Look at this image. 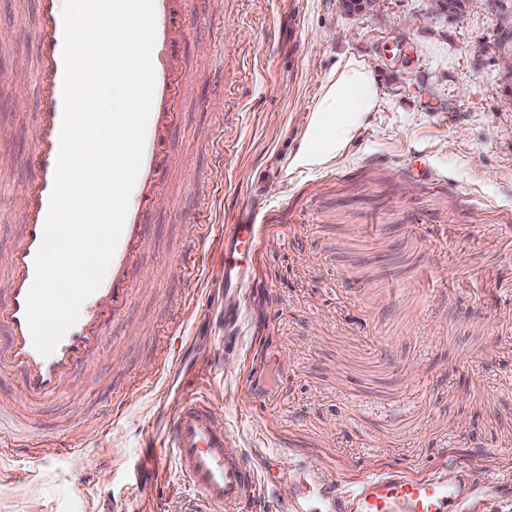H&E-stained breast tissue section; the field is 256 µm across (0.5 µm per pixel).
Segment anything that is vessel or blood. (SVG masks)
Masks as SVG:
<instances>
[{"instance_id": "b4317fda", "label": "vessel or blood", "mask_w": 512, "mask_h": 512, "mask_svg": "<svg viewBox=\"0 0 512 512\" xmlns=\"http://www.w3.org/2000/svg\"><path fill=\"white\" fill-rule=\"evenodd\" d=\"M61 0H39V18L31 36L38 48L36 78L40 95L32 121V147L26 186L25 222L13 241V268L0 289V331L7 337L0 346V373L18 372L26 396L33 401L60 398L69 391L67 381L78 368L95 358L109 327L132 302L145 272V260L153 249L154 218L169 181L172 155L169 133L179 117V104L187 87L189 69L184 44L188 23L199 20L195 0H155L156 36L152 52L155 90L148 121L140 172L132 191L122 235L100 288L82 305L80 317L55 350L37 352L25 318L26 296L34 276V257L42 241L43 227L53 188L63 119V20ZM216 168L208 179L211 195L224 186V136L211 140ZM195 234L175 253V270L185 289L167 321L184 325L194 313L197 277L210 253L224 258V284L245 287V266L236 257L252 242L254 227L237 224L232 236L216 234L213 207L199 208L193 219ZM140 384L131 380L127 391L98 410L94 426L119 420L130 392ZM220 408L199 394L186 393L160 436V446L174 457L184 485L206 512H223L253 494L257 473L244 454L230 451L222 428L215 425ZM0 449L42 458L40 442L0 423ZM326 512H457L472 493L468 474L459 467L413 481L401 470L390 469L361 481L346 492L319 487Z\"/></svg>"}]
</instances>
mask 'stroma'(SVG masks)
<instances>
[{
  "label": "stroma",
  "instance_id": "1",
  "mask_svg": "<svg viewBox=\"0 0 512 512\" xmlns=\"http://www.w3.org/2000/svg\"><path fill=\"white\" fill-rule=\"evenodd\" d=\"M510 8L380 0L350 16L339 0H243L237 12L205 0L211 19L185 44L195 77L170 135L152 271L71 396L35 409L20 375L0 374L1 410L34 413L43 439L67 429L77 448L0 457V512H175L187 489L146 442L189 385L222 409L230 447L258 472L237 512H321L281 493L305 468L343 490L394 467L412 480L468 467L476 451L495 478L471 471L460 512H512V76L499 62ZM38 10L39 0H0L3 250L24 222ZM342 54L371 61L385 103L343 156L292 170L311 68L330 71ZM228 88L247 106L224 121L210 102ZM219 130L234 152L218 218L228 231L256 227L248 286L225 287L224 262L210 256L194 316L170 327L162 302L183 281L164 264L203 203L205 142ZM159 336L174 358L161 377ZM129 377L145 386L122 419L91 429Z\"/></svg>",
  "mask_w": 512,
  "mask_h": 512
}]
</instances>
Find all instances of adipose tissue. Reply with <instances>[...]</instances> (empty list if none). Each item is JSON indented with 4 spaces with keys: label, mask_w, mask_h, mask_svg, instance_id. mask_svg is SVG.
<instances>
[{
    "label": "adipose tissue",
    "mask_w": 512,
    "mask_h": 512,
    "mask_svg": "<svg viewBox=\"0 0 512 512\" xmlns=\"http://www.w3.org/2000/svg\"><path fill=\"white\" fill-rule=\"evenodd\" d=\"M315 85L307 124L312 127L329 118L333 125L322 143L303 137L291 161L295 168H314L338 158L353 133L384 103L371 64L357 57L340 58L335 69L317 75Z\"/></svg>",
    "instance_id": "ef3b65f1"
}]
</instances>
